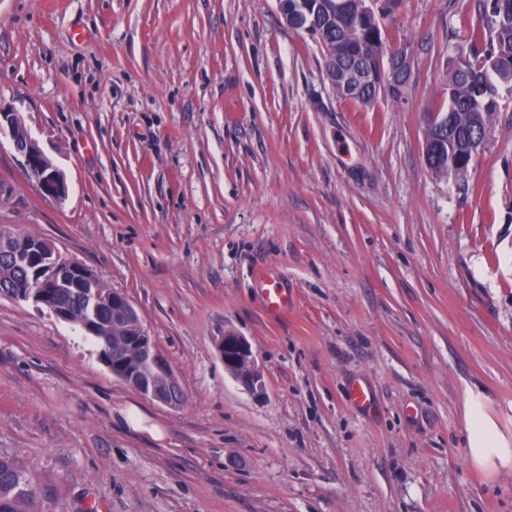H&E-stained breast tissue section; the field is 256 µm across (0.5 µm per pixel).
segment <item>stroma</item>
<instances>
[{
    "instance_id": "obj_1",
    "label": "stroma",
    "mask_w": 512,
    "mask_h": 512,
    "mask_svg": "<svg viewBox=\"0 0 512 512\" xmlns=\"http://www.w3.org/2000/svg\"><path fill=\"white\" fill-rule=\"evenodd\" d=\"M479 21L404 0L381 29L406 95L362 106L277 0H0V108L68 185L42 196L0 135V225L123 294L184 393L151 400L78 326L0 298V455L56 512H512L463 420L482 394L512 438V91L464 175L423 157ZM227 332L261 391L225 370Z\"/></svg>"
}]
</instances>
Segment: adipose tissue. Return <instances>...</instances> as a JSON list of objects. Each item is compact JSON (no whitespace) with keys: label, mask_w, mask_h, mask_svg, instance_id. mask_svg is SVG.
Listing matches in <instances>:
<instances>
[{"label":"adipose tissue","mask_w":512,"mask_h":512,"mask_svg":"<svg viewBox=\"0 0 512 512\" xmlns=\"http://www.w3.org/2000/svg\"><path fill=\"white\" fill-rule=\"evenodd\" d=\"M467 434V462L487 476L512 472V439L499 428L487 412L483 395L468 394L464 402Z\"/></svg>","instance_id":"1"}]
</instances>
